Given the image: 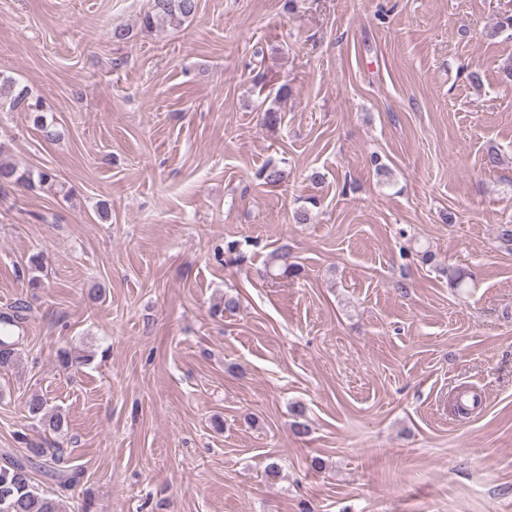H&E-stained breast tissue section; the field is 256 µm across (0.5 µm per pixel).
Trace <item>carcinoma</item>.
<instances>
[{
    "instance_id": "carcinoma-1",
    "label": "carcinoma",
    "mask_w": 512,
    "mask_h": 512,
    "mask_svg": "<svg viewBox=\"0 0 512 512\" xmlns=\"http://www.w3.org/2000/svg\"><path fill=\"white\" fill-rule=\"evenodd\" d=\"M199 7V0H151L149 9L140 16L141 29L151 31L159 25L182 24L194 16ZM5 98L14 107H22L33 115V124L47 139L56 136L49 128L42 113V103L33 99L27 87L16 88V84L8 77L0 76V99ZM257 178L265 184L276 185L283 180V171L275 165H266L257 172ZM42 186H53L54 174L49 170L36 172L19 169L15 164L0 158V190L8 187H30L34 183ZM286 250H277L269 254L266 260V271L270 274L279 272L286 277L294 271V265L288 262ZM22 320V315L0 316V369L12 367L18 352L15 342L9 340V327ZM30 417L38 421L45 430L59 432L65 418L59 411L48 407L46 398L38 393L30 395L26 402ZM31 456L25 459H7L0 465V512H67L65 491L76 481L78 472L71 474L58 469V465L67 462L62 448H31ZM44 469L51 476L58 478L59 489L53 493H44L34 487L32 470Z\"/></svg>"
}]
</instances>
